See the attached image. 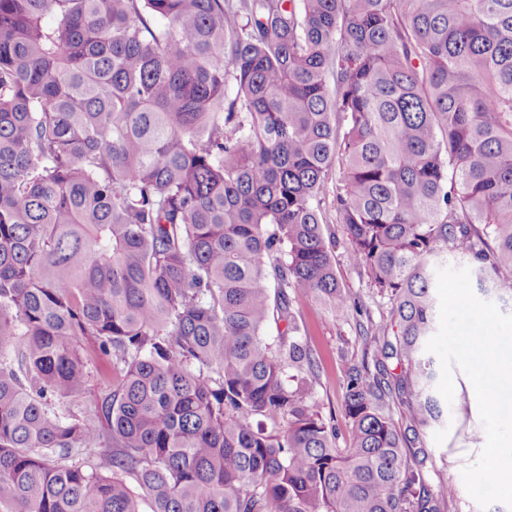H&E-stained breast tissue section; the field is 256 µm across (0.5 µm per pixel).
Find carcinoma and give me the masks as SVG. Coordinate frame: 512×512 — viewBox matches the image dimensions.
I'll list each match as a JSON object with an SVG mask.
<instances>
[{
  "label": "carcinoma",
  "mask_w": 512,
  "mask_h": 512,
  "mask_svg": "<svg viewBox=\"0 0 512 512\" xmlns=\"http://www.w3.org/2000/svg\"><path fill=\"white\" fill-rule=\"evenodd\" d=\"M335 165L391 305L346 437L290 295L349 315ZM448 254L512 301V0H0V512H444ZM88 369V390L82 397L78 398L76 403V405L78 404L82 408L95 401L96 398L101 397L107 391L104 383L112 374V362L103 356L94 357L91 363H89Z\"/></svg>",
  "instance_id": "1"
}]
</instances>
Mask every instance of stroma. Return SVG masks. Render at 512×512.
Returning <instances> with one entry per match:
<instances>
[{
	"label": "stroma",
	"mask_w": 512,
	"mask_h": 512,
	"mask_svg": "<svg viewBox=\"0 0 512 512\" xmlns=\"http://www.w3.org/2000/svg\"><path fill=\"white\" fill-rule=\"evenodd\" d=\"M336 194V179L328 177L322 193V209L331 232L336 237L334 254L337 273L343 288L361 307L360 317L335 318L315 303L303 290L291 292L292 304L303 320L307 340L318 360V375L312 383V396L319 405L323 417L334 419L337 428H344L345 421L341 403L343 377L352 366L362 364L365 344L356 327L357 322L385 321L389 302L363 271L347 265L344 258L345 232L337 224L333 199ZM454 399L444 405V420L424 432V446L436 460L430 472L431 484L452 482L457 490V499L449 506V512H481L479 505L468 495L461 470L473 464L486 441L480 421L479 408L473 386L461 370H454Z\"/></svg>",
	"instance_id": "1"
}]
</instances>
